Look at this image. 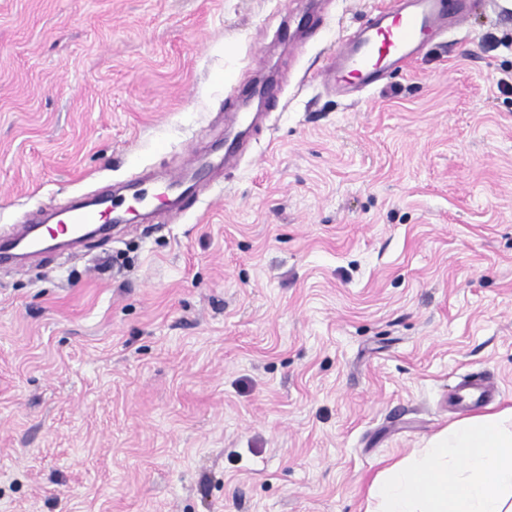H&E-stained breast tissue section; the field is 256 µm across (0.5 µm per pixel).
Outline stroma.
<instances>
[{"mask_svg":"<svg viewBox=\"0 0 512 512\" xmlns=\"http://www.w3.org/2000/svg\"><path fill=\"white\" fill-rule=\"evenodd\" d=\"M380 0H0V235L197 169L189 216L0 264V512H366L512 407V0L355 99L315 74ZM492 389L495 388L484 377H465L456 387L454 401L458 404L479 405L488 400Z\"/></svg>","mask_w":512,"mask_h":512,"instance_id":"1","label":"stroma"}]
</instances>
